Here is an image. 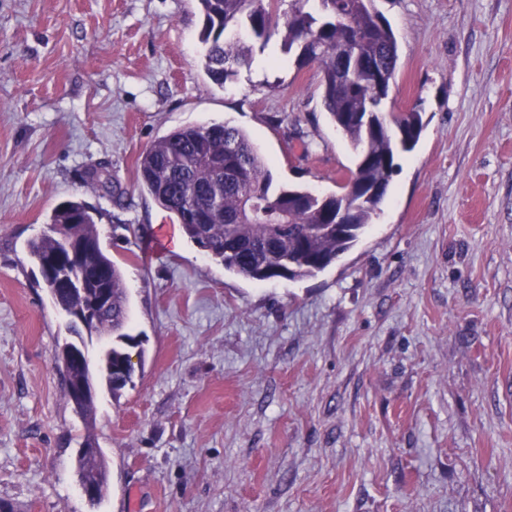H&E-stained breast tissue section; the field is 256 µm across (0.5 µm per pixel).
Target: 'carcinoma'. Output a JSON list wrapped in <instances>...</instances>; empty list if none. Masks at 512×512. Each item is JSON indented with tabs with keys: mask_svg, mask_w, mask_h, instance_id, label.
I'll use <instances>...</instances> for the list:
<instances>
[{
	"mask_svg": "<svg viewBox=\"0 0 512 512\" xmlns=\"http://www.w3.org/2000/svg\"><path fill=\"white\" fill-rule=\"evenodd\" d=\"M283 0H198L204 16L200 40L206 45L201 65L217 87L236 80L278 36L287 53L296 52L298 66L314 65L321 74L322 103L336 129L355 152V167L336 182L325 198L301 186L274 183L265 157L241 128L226 123L188 126L155 141L139 158L142 187L172 213L183 235L224 269L262 282L289 273L292 280L323 272L359 241L380 211L399 154L417 145L424 123L414 107L384 112L398 66L397 42L388 20L374 0H291L285 20ZM376 112L379 129L368 130L348 116ZM357 180L354 188L347 181ZM344 229L336 228V213ZM67 236L94 247L99 272L112 295V306L88 330L112 336V358L99 361L98 374L117 393L132 382L122 367L138 341L126 332L129 296L122 271L103 248L94 213L76 199L57 205L49 230L27 244L34 265L55 254L71 262L59 225ZM95 400L77 415L85 424V441H95ZM80 478H93L99 499L108 489L101 449L78 455Z\"/></svg>",
	"mask_w": 512,
	"mask_h": 512,
	"instance_id": "cac0c4a2",
	"label": "carcinoma"
}]
</instances>
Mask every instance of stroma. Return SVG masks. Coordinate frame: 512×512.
Instances as JSON below:
<instances>
[{
  "label": "stroma",
  "instance_id": "35a3bbf8",
  "mask_svg": "<svg viewBox=\"0 0 512 512\" xmlns=\"http://www.w3.org/2000/svg\"><path fill=\"white\" fill-rule=\"evenodd\" d=\"M398 43L385 109L426 126L380 215L317 276L250 281L139 183L170 131L244 129L274 180L329 194L354 165L316 68L212 85L196 0H0V502L13 512H512V0H377ZM106 168L111 191L88 173ZM99 210L144 350L98 383L108 467L80 492L70 320L27 253L59 203Z\"/></svg>",
  "mask_w": 512,
  "mask_h": 512
}]
</instances>
